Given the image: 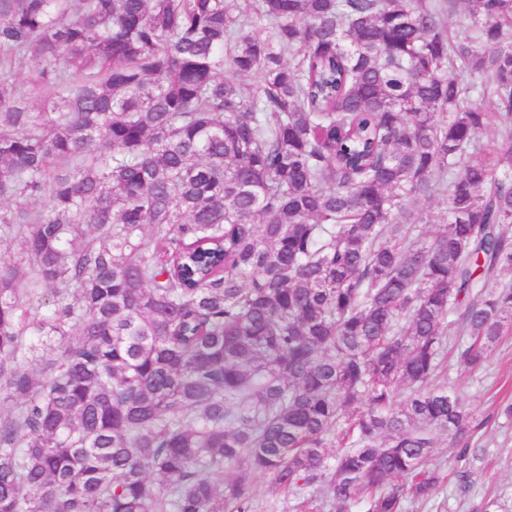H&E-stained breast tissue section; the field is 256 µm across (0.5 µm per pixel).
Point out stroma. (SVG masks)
I'll return each mask as SVG.
<instances>
[{
    "instance_id": "obj_1",
    "label": "stroma",
    "mask_w": 512,
    "mask_h": 512,
    "mask_svg": "<svg viewBox=\"0 0 512 512\" xmlns=\"http://www.w3.org/2000/svg\"><path fill=\"white\" fill-rule=\"evenodd\" d=\"M448 388L475 413L482 425L474 438V452L467 461L457 459L455 448L433 452V463L447 475L434 503L411 504L410 512H512V421L499 409L512 400V336L490 353L476 371L457 365L448 373ZM470 470L472 480L462 483L460 469Z\"/></svg>"
}]
</instances>
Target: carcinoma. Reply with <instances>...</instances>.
Instances as JSON below:
<instances>
[{
	"mask_svg": "<svg viewBox=\"0 0 512 512\" xmlns=\"http://www.w3.org/2000/svg\"><path fill=\"white\" fill-rule=\"evenodd\" d=\"M505 272L512 0H0V512L431 503Z\"/></svg>",
	"mask_w": 512,
	"mask_h": 512,
	"instance_id": "1",
	"label": "carcinoma"
}]
</instances>
